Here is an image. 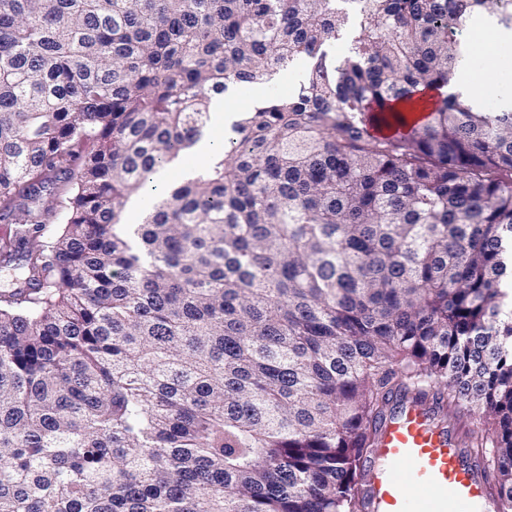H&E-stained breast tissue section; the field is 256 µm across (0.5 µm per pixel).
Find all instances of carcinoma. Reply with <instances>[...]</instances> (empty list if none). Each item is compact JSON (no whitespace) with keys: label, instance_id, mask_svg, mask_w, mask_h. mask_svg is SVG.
Wrapping results in <instances>:
<instances>
[{"label":"carcinoma","instance_id":"cac0c4a2","mask_svg":"<svg viewBox=\"0 0 512 512\" xmlns=\"http://www.w3.org/2000/svg\"><path fill=\"white\" fill-rule=\"evenodd\" d=\"M478 12L512 28V0H0V512H370L393 402L477 424L512 512V109H394L458 84ZM301 62L123 222L218 98ZM210 133L213 135H216L218 137L226 138L225 142L228 141V139L232 136L228 126L226 125V129L224 128V131L216 130L214 125L212 124V127H210ZM220 138H216L213 136H209L208 138H205L202 140L198 145L195 147L196 149V157L202 158V159H209L211 156L215 154V152L222 148L224 144V140Z\"/></svg>","mask_w":512,"mask_h":512}]
</instances>
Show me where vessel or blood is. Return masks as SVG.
Masks as SVG:
<instances>
[{
  "mask_svg": "<svg viewBox=\"0 0 512 512\" xmlns=\"http://www.w3.org/2000/svg\"><path fill=\"white\" fill-rule=\"evenodd\" d=\"M366 491L373 512H498L456 439L411 403L386 421Z\"/></svg>",
  "mask_w": 512,
  "mask_h": 512,
  "instance_id": "1",
  "label": "vessel or blood"
}]
</instances>
